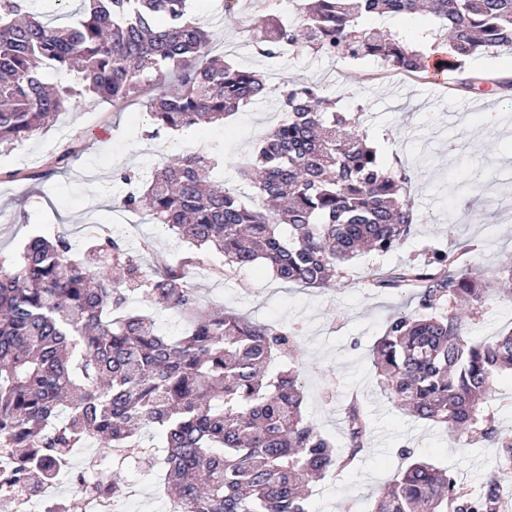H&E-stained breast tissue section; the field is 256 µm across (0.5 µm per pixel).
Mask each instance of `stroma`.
Masks as SVG:
<instances>
[{
	"mask_svg": "<svg viewBox=\"0 0 512 512\" xmlns=\"http://www.w3.org/2000/svg\"><path fill=\"white\" fill-rule=\"evenodd\" d=\"M191 9L212 34L214 54L267 74L266 99L241 108L223 124L192 129L183 145L188 151L204 142L223 150L217 177L225 187L252 196L236 167L252 155L259 136L284 119L283 91L299 79L335 98L337 110L365 106L361 129L382 165L408 177L407 196L417 217L410 234L393 252L361 256L330 287L283 283L261 263L230 270L215 254L207 259L209 271L191 275L204 309L297 328L291 364L300 373L303 411L337 449L346 442L345 404L358 399L368 415L366 451L313 487L309 512H370L382 489L406 468L407 449L449 470L465 490H477L492 471L498 449L466 441L451 426L404 413L377 386L373 346L387 318L414 303L404 292L373 287L370 272L422 260L437 250L466 251L475 269L491 274L512 264V104L486 87L457 92L428 83L423 72L397 73L376 60L350 64L306 48L271 65L248 47L252 0H242L233 14L225 13L219 0H193ZM485 112L502 113L506 127L482 125L479 116ZM174 136L153 124L146 97L118 109L88 97L17 149L0 150V257L15 255L37 235L64 233L84 244L106 236L114 224L122 227L119 242L155 269L191 256V245L171 230L154 224L145 212L121 206L127 190L122 173L147 175L169 162ZM452 142L462 145L461 153L449 154ZM469 166L482 174L479 206L495 212L492 223H473L470 209L452 207L448 198L449 177L462 176ZM472 324L476 339L511 329L512 301L492 295ZM111 472L127 512H168L161 469L115 463Z\"/></svg>",
	"mask_w": 512,
	"mask_h": 512,
	"instance_id": "35a3bbf8",
	"label": "stroma"
}]
</instances>
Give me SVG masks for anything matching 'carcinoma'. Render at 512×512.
Here are the masks:
<instances>
[{"instance_id":"carcinoma-1","label":"carcinoma","mask_w":512,"mask_h":512,"mask_svg":"<svg viewBox=\"0 0 512 512\" xmlns=\"http://www.w3.org/2000/svg\"><path fill=\"white\" fill-rule=\"evenodd\" d=\"M83 18L56 26L29 0H0V149H12L77 106L85 90L116 107L172 75L177 91L155 93L156 125L180 130L220 122L265 98L262 75L210 57L211 35L191 17L192 0H78ZM425 9L448 39L446 67L456 86H491L512 101V77L465 70V60L512 47V0H314L288 20H250L254 54L277 57L307 47L332 59L377 58L395 69H425L421 53L367 25L373 16ZM50 64L81 76L83 90L41 79ZM288 118L266 133L256 156L238 166L254 190L246 202L212 180L209 154L164 166L122 207L145 211L183 242L217 252L231 268L262 262L286 283L322 288L365 248L387 254L414 222L406 174L383 168L356 113L336 111L319 89L293 84ZM288 225V235L280 226ZM108 266L91 268L64 235L32 238L0 261V451L13 459V488L34 491L72 474L69 448H124L127 464L154 465L139 430L165 434L170 512H308L303 489L349 466L368 445L363 407L345 409L347 448L339 453L307 421L299 374H263L286 359L296 331L234 313L201 311L182 268L151 273L108 236L87 249ZM512 267L475 275L461 256L435 252L372 274L376 288L408 289L415 302L387 320L374 348L381 390L415 418L453 426L502 449L512 467V429L485 409L495 376L512 369V329L490 341L468 338L465 306L482 307ZM189 320L179 336L154 320L123 314L132 292ZM496 472L477 493L446 469L415 460L379 496L372 512H500Z\"/></svg>"}]
</instances>
